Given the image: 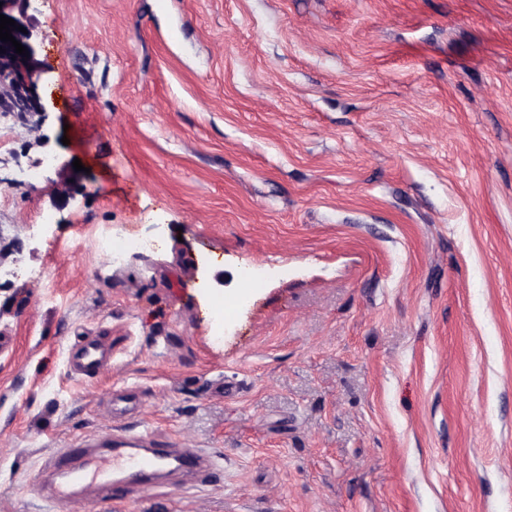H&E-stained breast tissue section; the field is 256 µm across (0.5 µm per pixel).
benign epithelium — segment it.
<instances>
[{
    "label": "benign epithelium",
    "instance_id": "1",
    "mask_svg": "<svg viewBox=\"0 0 512 512\" xmlns=\"http://www.w3.org/2000/svg\"><path fill=\"white\" fill-rule=\"evenodd\" d=\"M0 1L3 2V5L0 6V14L13 19L16 21V25L26 29L24 33L15 29L11 31V34L28 51L26 57L18 55L11 43L0 41V47L6 49V52H0V79L8 78L19 88L22 107L27 108L33 102L36 111L40 112L42 107L40 103L36 102L33 89L44 74V70L40 68L37 60L38 34L33 17L29 14L32 9V0Z\"/></svg>",
    "mask_w": 512,
    "mask_h": 512
}]
</instances>
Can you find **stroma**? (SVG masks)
<instances>
[{
    "instance_id": "obj_1",
    "label": "stroma",
    "mask_w": 512,
    "mask_h": 512,
    "mask_svg": "<svg viewBox=\"0 0 512 512\" xmlns=\"http://www.w3.org/2000/svg\"><path fill=\"white\" fill-rule=\"evenodd\" d=\"M35 16L42 109L0 156V512H44L46 458L124 424L218 469L123 512H512V0ZM111 226L160 246L111 266ZM104 361L102 340L99 337H89L83 341L79 357L71 360V368L80 375L90 377Z\"/></svg>"
}]
</instances>
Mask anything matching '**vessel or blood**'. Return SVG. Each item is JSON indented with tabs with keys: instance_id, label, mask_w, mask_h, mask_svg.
<instances>
[{
	"instance_id": "b4317fda",
	"label": "vessel or blood",
	"mask_w": 512,
	"mask_h": 512,
	"mask_svg": "<svg viewBox=\"0 0 512 512\" xmlns=\"http://www.w3.org/2000/svg\"><path fill=\"white\" fill-rule=\"evenodd\" d=\"M104 361L102 340L90 337L83 341L80 355L72 360L71 368L88 377ZM97 446L95 438H84L46 459L43 469L53 478L52 487L44 497L50 512H68L74 487L88 479L87 463L95 457ZM212 470L211 457L199 449L183 444L167 449L147 448L140 438H127L113 448L112 467L100 473L96 490L99 498L117 502L141 489L148 480L169 472L202 481Z\"/></svg>"
}]
</instances>
